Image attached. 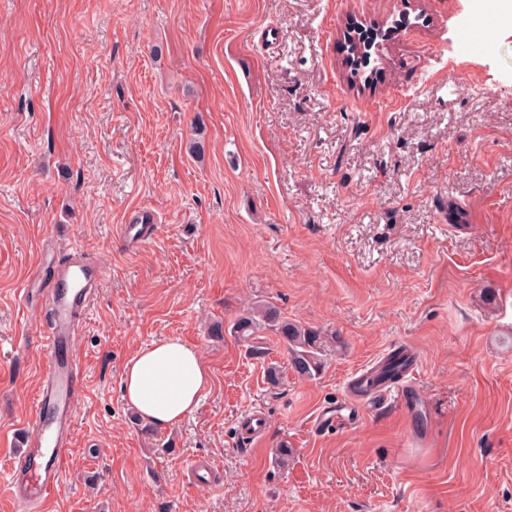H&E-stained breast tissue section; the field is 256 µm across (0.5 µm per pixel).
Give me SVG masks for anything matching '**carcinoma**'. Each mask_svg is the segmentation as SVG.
I'll return each mask as SVG.
<instances>
[{"instance_id": "cac0c4a2", "label": "carcinoma", "mask_w": 512, "mask_h": 512, "mask_svg": "<svg viewBox=\"0 0 512 512\" xmlns=\"http://www.w3.org/2000/svg\"><path fill=\"white\" fill-rule=\"evenodd\" d=\"M270 331L285 344L291 369L301 378L312 379L322 369L325 357L335 351L340 337L320 329L284 319L280 311L267 302H255L244 309L228 331L245 343L262 331ZM411 357L404 351L392 353L377 375L380 381L400 378Z\"/></svg>"}]
</instances>
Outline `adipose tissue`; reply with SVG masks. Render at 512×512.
<instances>
[{
	"instance_id": "obj_1",
	"label": "adipose tissue",
	"mask_w": 512,
	"mask_h": 512,
	"mask_svg": "<svg viewBox=\"0 0 512 512\" xmlns=\"http://www.w3.org/2000/svg\"><path fill=\"white\" fill-rule=\"evenodd\" d=\"M209 385L199 352L177 338L152 342L126 362L122 373L125 401L160 428L178 425L193 413Z\"/></svg>"
}]
</instances>
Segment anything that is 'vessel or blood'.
I'll list each match as a JSON object with an SVG mask.
<instances>
[{"mask_svg": "<svg viewBox=\"0 0 512 512\" xmlns=\"http://www.w3.org/2000/svg\"><path fill=\"white\" fill-rule=\"evenodd\" d=\"M157 217L154 211L137 210L134 221L121 225L118 235L136 243L149 240ZM101 277L100 268L81 253H73L66 262L56 264L48 290L46 364L35 402V436L14 458L8 473L7 489L19 512H29L40 502L53 499L62 488V464L68 452L74 407L83 390L84 374L80 365L64 354L75 336L79 319L89 308ZM383 395L368 387L361 375L350 376L342 400L335 410H321L316 427L333 424L334 412H355ZM393 396L406 410H416L422 397L413 378L399 384Z\"/></svg>", "mask_w": 512, "mask_h": 512, "instance_id": "vessel-or-blood-1", "label": "vessel or blood"}]
</instances>
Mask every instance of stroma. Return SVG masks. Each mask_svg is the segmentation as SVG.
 I'll return each instance as SVG.
<instances>
[{
  "mask_svg": "<svg viewBox=\"0 0 512 512\" xmlns=\"http://www.w3.org/2000/svg\"><path fill=\"white\" fill-rule=\"evenodd\" d=\"M351 22L385 34L372 79L344 65ZM143 206L153 237L123 242ZM74 248L102 277L69 347L85 383L45 512H512V35L492 8L0 0V512L45 364V314L20 290L50 279L41 252ZM258 300L340 336L316 378L271 332L213 335ZM167 338L211 383L156 428L121 378ZM397 347L418 358L422 414L389 399L315 427ZM255 407L267 430L247 446ZM194 457L215 483L188 480Z\"/></svg>",
  "mask_w": 512,
  "mask_h": 512,
  "instance_id": "1",
  "label": "stroma"
}]
</instances>
